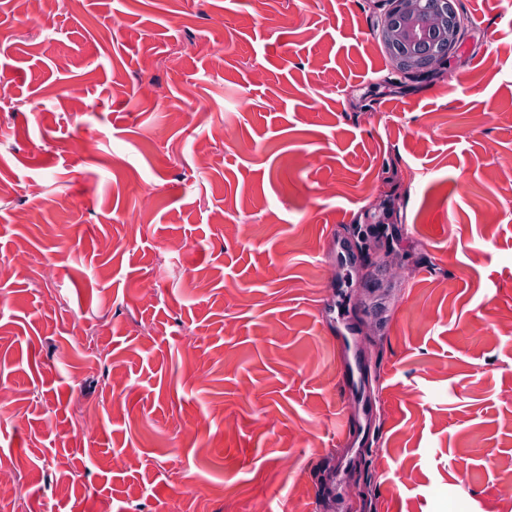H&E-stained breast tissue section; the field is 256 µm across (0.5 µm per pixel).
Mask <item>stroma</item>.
I'll return each instance as SVG.
<instances>
[{
	"mask_svg": "<svg viewBox=\"0 0 512 512\" xmlns=\"http://www.w3.org/2000/svg\"><path fill=\"white\" fill-rule=\"evenodd\" d=\"M452 4L458 49L404 75L389 0H75L48 37L0 0V262L30 252L0 465L30 512H512V0ZM378 235L400 272L338 260Z\"/></svg>",
	"mask_w": 512,
	"mask_h": 512,
	"instance_id": "1",
	"label": "stroma"
}]
</instances>
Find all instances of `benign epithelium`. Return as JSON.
<instances>
[{
  "mask_svg": "<svg viewBox=\"0 0 512 512\" xmlns=\"http://www.w3.org/2000/svg\"><path fill=\"white\" fill-rule=\"evenodd\" d=\"M381 37L393 67L402 73L436 72L463 37L449 0H392Z\"/></svg>",
  "mask_w": 512,
  "mask_h": 512,
  "instance_id": "7a95c632",
  "label": "benign epithelium"
}]
</instances>
